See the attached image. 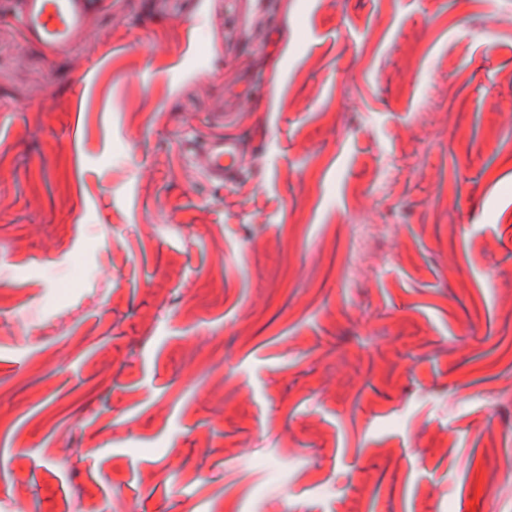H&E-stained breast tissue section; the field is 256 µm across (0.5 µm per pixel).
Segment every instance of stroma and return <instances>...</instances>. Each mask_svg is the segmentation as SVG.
<instances>
[{"instance_id": "stroma-1", "label": "stroma", "mask_w": 512, "mask_h": 512, "mask_svg": "<svg viewBox=\"0 0 512 512\" xmlns=\"http://www.w3.org/2000/svg\"><path fill=\"white\" fill-rule=\"evenodd\" d=\"M17 10L0 507L512 512V0H106L54 54ZM185 147L189 155L201 158L203 173L210 183L230 188L240 179L242 148L235 137L223 134L204 142L188 138Z\"/></svg>"}]
</instances>
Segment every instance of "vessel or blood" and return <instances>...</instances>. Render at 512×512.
<instances>
[{"mask_svg": "<svg viewBox=\"0 0 512 512\" xmlns=\"http://www.w3.org/2000/svg\"><path fill=\"white\" fill-rule=\"evenodd\" d=\"M91 0H22L18 21L31 42L50 51L65 48L84 24ZM189 155L201 158L206 179L217 186L236 185L241 174L242 148L232 136L185 142Z\"/></svg>", "mask_w": 512, "mask_h": 512, "instance_id": "obj_1", "label": "vessel or blood"}]
</instances>
